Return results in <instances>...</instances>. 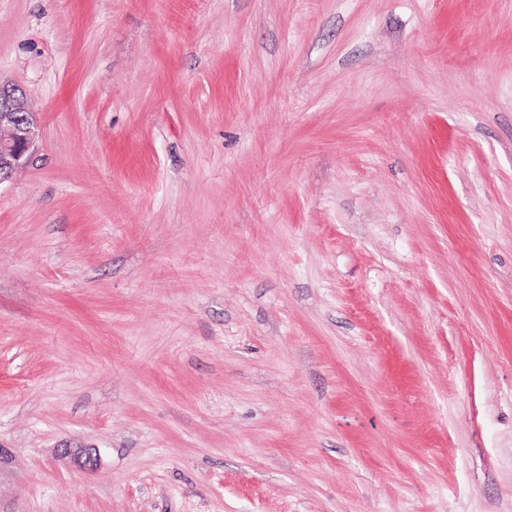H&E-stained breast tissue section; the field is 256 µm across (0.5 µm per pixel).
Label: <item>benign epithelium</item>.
Instances as JSON below:
<instances>
[{
	"label": "benign epithelium",
	"instance_id": "1",
	"mask_svg": "<svg viewBox=\"0 0 512 512\" xmlns=\"http://www.w3.org/2000/svg\"><path fill=\"white\" fill-rule=\"evenodd\" d=\"M38 135L36 113L32 112L22 91L0 81V181L25 167L29 151ZM60 455L85 470L97 466L94 448L60 449Z\"/></svg>",
	"mask_w": 512,
	"mask_h": 512
}]
</instances>
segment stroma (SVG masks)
<instances>
[{
    "mask_svg": "<svg viewBox=\"0 0 512 512\" xmlns=\"http://www.w3.org/2000/svg\"><path fill=\"white\" fill-rule=\"evenodd\" d=\"M0 79V512H512V0H0ZM21 113L25 115L21 117ZM3 128L8 134H2ZM38 135L36 113L32 112L22 91L0 81V181L25 167L29 151ZM60 455L68 458L72 463L85 470H92L97 466L98 455L93 448H60Z\"/></svg>",
    "mask_w": 512,
    "mask_h": 512,
    "instance_id": "stroma-1",
    "label": "stroma"
}]
</instances>
